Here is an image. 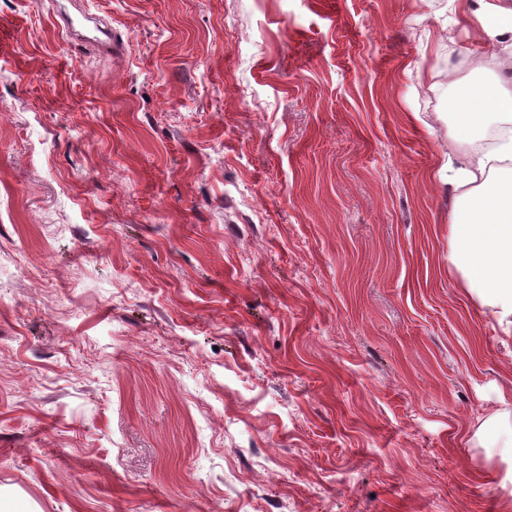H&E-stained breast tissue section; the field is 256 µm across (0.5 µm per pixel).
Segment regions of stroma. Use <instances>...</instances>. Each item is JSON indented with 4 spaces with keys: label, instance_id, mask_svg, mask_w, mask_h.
Segmentation results:
<instances>
[{
    "label": "stroma",
    "instance_id": "35a3bbf8",
    "mask_svg": "<svg viewBox=\"0 0 512 512\" xmlns=\"http://www.w3.org/2000/svg\"><path fill=\"white\" fill-rule=\"evenodd\" d=\"M448 12L0 0V512H512ZM500 406L487 412L483 422L473 434L482 448H496L502 460L512 463V409L511 401L499 394Z\"/></svg>",
    "mask_w": 512,
    "mask_h": 512
}]
</instances>
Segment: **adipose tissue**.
I'll return each instance as SVG.
<instances>
[{"label":"adipose tissue","instance_id":"ef3b65f1","mask_svg":"<svg viewBox=\"0 0 512 512\" xmlns=\"http://www.w3.org/2000/svg\"><path fill=\"white\" fill-rule=\"evenodd\" d=\"M477 50L464 60L440 161L454 204L448 260L466 291L512 335V0H451ZM473 438L512 463V401L498 396Z\"/></svg>","mask_w":512,"mask_h":512}]
</instances>
